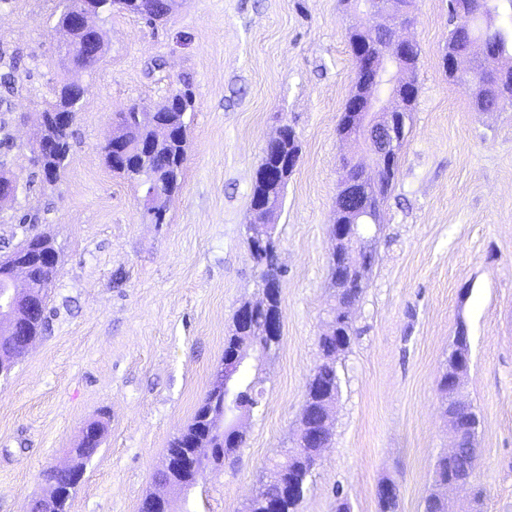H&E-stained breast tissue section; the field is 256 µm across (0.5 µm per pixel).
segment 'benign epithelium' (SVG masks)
Listing matches in <instances>:
<instances>
[{"label": "benign epithelium", "mask_w": 512, "mask_h": 512, "mask_svg": "<svg viewBox=\"0 0 512 512\" xmlns=\"http://www.w3.org/2000/svg\"><path fill=\"white\" fill-rule=\"evenodd\" d=\"M353 6L375 19L368 27H352L347 32L350 48L357 63V80L354 90L346 103L344 130L341 137L359 144L370 159V166L365 167L353 162V167L361 171L356 179L344 177L340 183L338 194L344 197L346 204L336 208L342 215L334 219L329 227V236L334 243L328 257L332 266L340 265L357 286H363V276L366 267L359 258L360 248L373 240L367 235V230L379 226L384 172L394 167L404 146V121L409 107L412 105L416 85L413 70L403 55L377 53L374 45L377 36L383 31H389L395 47L402 51L415 52L417 45L411 40L396 35L400 27L412 21L410 6L399 0H353ZM99 15L96 0H83V5L69 11V20L64 32L67 39L60 44V55L68 58L72 48L73 32L77 30L96 29L92 19ZM481 47L485 58L497 60L499 55L487 46L486 39L470 40L467 53L455 55L444 61L445 67L459 77H468L474 71L483 72L488 81H496V87L505 99L512 98V80H507V68H488L480 63H466L475 47ZM141 124L154 129L158 138H163L167 130L160 125L158 114L160 108L147 111L139 109ZM35 156H51L56 146L46 132H41L33 145ZM300 155H288L287 164L283 168L270 171L262 166L259 177L271 178L268 197L260 203L251 204L252 219L247 225L248 238L251 247H261V253H268L278 245L273 222L278 208V194L286 187L288 177L299 163ZM19 182L16 177L0 182V204L17 200ZM168 196L158 192L153 186L145 187L144 195L140 198L143 213L150 216H160L167 210ZM24 295L14 280L0 283V336L7 338L14 335L15 316ZM268 315L267 324L260 327L261 335L275 342L282 334V316L280 309L270 306L269 298L261 303L246 302L236 313V319L244 327L249 325L251 315ZM467 328L460 326L455 333L454 352L456 368H454L453 402L448 404V432L451 444L448 457L455 455L458 441L463 432L459 426L460 412L466 409L461 399L468 376L470 360L468 355L460 350V344L468 342ZM251 352L236 348L224 357V365L214 374L213 384L224 393V400L232 399L236 392L235 383L240 374L248 368ZM470 440H476L478 432L471 430L467 433ZM209 457V449L198 448L193 453L183 456L178 462H168L172 468L180 471L193 472L203 467ZM474 473L453 470L448 480L434 481L432 494L448 503V512H483L485 492L475 493L471 490ZM173 498L167 494H151L145 497L139 506V512H172Z\"/></svg>", "instance_id": "benign-epithelium-1"}]
</instances>
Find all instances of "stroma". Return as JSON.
Wrapping results in <instances>:
<instances>
[{
	"instance_id": "1",
	"label": "stroma",
	"mask_w": 512,
	"mask_h": 512,
	"mask_svg": "<svg viewBox=\"0 0 512 512\" xmlns=\"http://www.w3.org/2000/svg\"><path fill=\"white\" fill-rule=\"evenodd\" d=\"M58 0L0 7V120L15 147L17 203L0 205V259L34 234L59 254L49 329L0 378V512H28L41 474L67 463L83 427L104 420L70 512H138L158 492L170 440L191 422L224 353L236 310L261 299L245 240L263 149L281 127L301 147L274 222L283 317L276 354L259 371L264 401L243 415L245 443L195 490L197 512H241L264 469L298 427L329 307L327 229L342 163L356 145L336 128L355 77L346 40L369 17L342 0H184L164 22L121 12L98 19L107 51L75 115L67 165L45 182L31 145L38 112L63 71ZM418 46V95L382 210L375 262L351 309L356 334L336 360L332 437L298 512H424L437 456L450 436L437 379L458 323L471 364L464 395L480 413L476 480L485 512H512V108L474 111L442 67L448 0H417L401 29ZM195 88L188 162L166 221L141 219L140 194L112 172L101 146L113 112L150 109L181 79ZM35 224L20 223L23 214Z\"/></svg>"
}]
</instances>
